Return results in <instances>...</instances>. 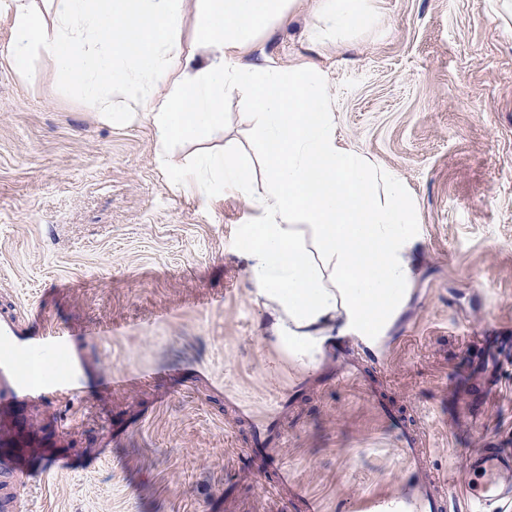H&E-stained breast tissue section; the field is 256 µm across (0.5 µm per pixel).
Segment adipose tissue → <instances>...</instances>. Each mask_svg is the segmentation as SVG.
<instances>
[{"label":"adipose tissue","mask_w":512,"mask_h":512,"mask_svg":"<svg viewBox=\"0 0 512 512\" xmlns=\"http://www.w3.org/2000/svg\"><path fill=\"white\" fill-rule=\"evenodd\" d=\"M44 2L5 0L13 67L45 55L92 97L124 84L123 111L150 118L159 167H169L173 144L223 129L225 97L248 108L258 161L233 147L202 152L180 183L203 200L229 191L252 210L239 246L297 360L315 359L333 322L379 335L412 277V207L397 176L341 145L322 69L311 61L284 68L262 46L260 32L303 0H197L191 16L185 0ZM312 15L315 43L372 21L370 0H314ZM188 16L194 45L186 50L179 34Z\"/></svg>","instance_id":"adipose-tissue-1"}]
</instances>
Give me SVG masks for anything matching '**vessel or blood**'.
<instances>
[{
	"label": "vessel or blood",
	"instance_id": "b4317fda",
	"mask_svg": "<svg viewBox=\"0 0 512 512\" xmlns=\"http://www.w3.org/2000/svg\"><path fill=\"white\" fill-rule=\"evenodd\" d=\"M75 348V336L47 327L31 335L17 316L0 315V512H22L10 493L23 477L26 462L14 449L22 443V413L32 403L77 398L98 385ZM378 413L397 437L396 456L405 478L397 489H364L343 500L344 512H448L463 497L470 512H503L512 505V448H481L466 458L467 477L453 481L432 464L428 434L412 426L387 405ZM238 421L254 428V442L264 449L266 469L274 475L269 489L301 512H327L323 499L310 493L284 459V435L278 413L258 421L254 410L236 405Z\"/></svg>",
	"mask_w": 512,
	"mask_h": 512
}]
</instances>
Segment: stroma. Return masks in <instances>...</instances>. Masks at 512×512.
Returning a JSON list of instances; mask_svg holds the SVG:
<instances>
[{"label":"stroma","mask_w":512,"mask_h":512,"mask_svg":"<svg viewBox=\"0 0 512 512\" xmlns=\"http://www.w3.org/2000/svg\"><path fill=\"white\" fill-rule=\"evenodd\" d=\"M372 23L324 47L308 7L260 40L277 64L315 61L345 148L396 173L410 198L413 275L380 340L386 366L361 362L366 385L324 368L289 399L284 453L328 506L402 477L384 402L431 431L433 461L458 475L478 448H512V364L484 371L479 331H512V0H374ZM146 117L101 118L99 104L35 56L16 71L0 55V312L28 328H69L92 372H145L70 405L27 409L33 512H289L261 488L248 424L308 369L273 336L236 246L251 220L221 191L176 187L204 148L257 147L238 98L224 129L182 141L159 168ZM207 377L186 384L183 369ZM62 471L43 474L46 458Z\"/></svg>","instance_id":"35a3bbf8"}]
</instances>
